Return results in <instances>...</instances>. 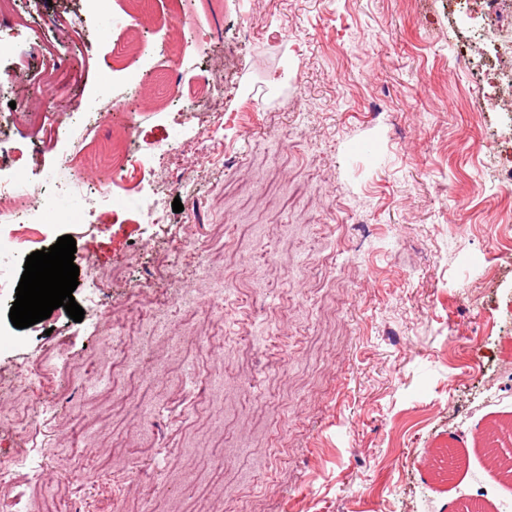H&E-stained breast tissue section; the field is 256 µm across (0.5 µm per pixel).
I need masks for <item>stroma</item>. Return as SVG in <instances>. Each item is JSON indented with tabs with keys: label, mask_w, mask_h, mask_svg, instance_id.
Returning <instances> with one entry per match:
<instances>
[{
	"label": "stroma",
	"mask_w": 512,
	"mask_h": 512,
	"mask_svg": "<svg viewBox=\"0 0 512 512\" xmlns=\"http://www.w3.org/2000/svg\"><path fill=\"white\" fill-rule=\"evenodd\" d=\"M0 19V152L30 145L18 171L46 190L120 174L111 199L63 223L45 211L22 252L0 256V445L37 447L39 477L19 474L0 499L37 512L41 491L81 512H150L180 495L192 442L223 459L221 495L198 512H512V488L488 467L479 440L512 426V192L494 153L505 114L488 102L476 35L452 0H109L86 15L82 39L51 26L81 0H19ZM198 17L211 33L162 27ZM89 65L57 98L87 132L35 137L8 108L45 60ZM135 87L144 146L130 145L131 114L109 91ZM88 103L100 112L85 111ZM165 142L164 155L147 146ZM163 197L158 224L141 207ZM181 200L182 212L171 204ZM255 224L251 241L240 227ZM72 236L79 268L64 309L19 329L10 309L28 254ZM192 238L200 259L164 275L172 243ZM272 281L255 313L256 277ZM100 310L87 308L90 279ZM233 285L222 313H199L183 358L156 375L150 416L91 401L52 375L34 396L20 370L68 342L72 364L98 353L99 329L135 315L132 295L173 299ZM250 330L256 348L211 338L216 322ZM224 385L246 393L225 433L215 409L194 406V378L216 363ZM81 421L94 459L60 460ZM147 437L159 457L131 459L112 442Z\"/></svg>",
	"instance_id": "35a3bbf8"
}]
</instances>
